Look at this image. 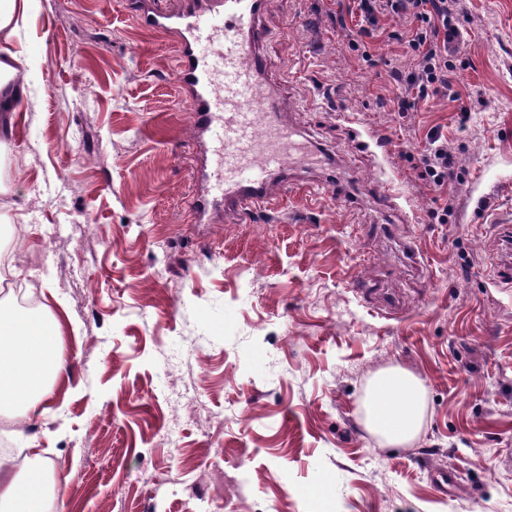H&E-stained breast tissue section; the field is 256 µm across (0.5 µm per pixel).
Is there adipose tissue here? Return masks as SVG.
<instances>
[{
    "mask_svg": "<svg viewBox=\"0 0 512 512\" xmlns=\"http://www.w3.org/2000/svg\"><path fill=\"white\" fill-rule=\"evenodd\" d=\"M36 0H0V112H18L26 95L18 75L31 66L25 50L10 49L17 20L28 15ZM65 318L32 320L17 312L0 314V406L11 405L22 417L45 416L57 387L70 382L62 344ZM425 396L413 373L392 368L373 380L366 404L370 431L393 446H406L419 435L424 421ZM26 451L42 477L21 485L9 458L0 456V512H38L55 486L68 485L73 476L44 458L35 442Z\"/></svg>",
    "mask_w": 512,
    "mask_h": 512,
    "instance_id": "ef3b65f1",
    "label": "adipose tissue"
}]
</instances>
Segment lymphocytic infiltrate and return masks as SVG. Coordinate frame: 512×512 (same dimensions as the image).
Returning a JSON list of instances; mask_svg holds the SVG:
<instances>
[{
	"instance_id": "1",
	"label": "lymphocytic infiltrate",
	"mask_w": 512,
	"mask_h": 512,
	"mask_svg": "<svg viewBox=\"0 0 512 512\" xmlns=\"http://www.w3.org/2000/svg\"><path fill=\"white\" fill-rule=\"evenodd\" d=\"M356 3L363 20L361 35L399 41L421 58L418 69L394 74L405 89L397 102L399 111L414 109L447 87L452 58L464 42L452 0H356ZM397 19L405 21L403 31L391 29V21ZM420 164V178L434 186L447 185L452 177L448 142L439 131L429 132Z\"/></svg>"
}]
</instances>
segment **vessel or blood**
I'll use <instances>...</instances> for the list:
<instances>
[{
	"instance_id": "vessel-or-blood-1",
	"label": "vessel or blood",
	"mask_w": 512,
	"mask_h": 512,
	"mask_svg": "<svg viewBox=\"0 0 512 512\" xmlns=\"http://www.w3.org/2000/svg\"><path fill=\"white\" fill-rule=\"evenodd\" d=\"M130 4L141 26L173 35L193 132L212 151L213 165L201 175L204 188L193 197V211L205 217L220 206L225 220H249L273 198L275 186L297 180L301 166L316 163L266 77L260 52L264 0H184L176 11L154 0ZM355 291L378 296L384 311L398 308L393 295L379 293L375 279L358 281Z\"/></svg>"
}]
</instances>
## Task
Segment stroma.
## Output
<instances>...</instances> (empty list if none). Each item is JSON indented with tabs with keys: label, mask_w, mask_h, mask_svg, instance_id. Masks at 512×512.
<instances>
[{
	"label": "stroma",
	"mask_w": 512,
	"mask_h": 512,
	"mask_svg": "<svg viewBox=\"0 0 512 512\" xmlns=\"http://www.w3.org/2000/svg\"><path fill=\"white\" fill-rule=\"evenodd\" d=\"M458 19L447 89L401 112L391 72L421 59L383 38L352 50V0H265L268 73L334 164L245 224L189 205L203 150L166 34L127 0H37L19 20L33 65L0 216L23 227L12 251L37 315H68L74 383L36 423L0 416V451L17 427L38 434L74 475L55 490L66 512H512V288L484 264L485 218L512 208V0H460ZM433 130L454 161L442 189L418 176ZM378 274L400 314L356 294ZM391 367L425 388L402 448L364 425Z\"/></svg>",
	"instance_id": "1"
}]
</instances>
